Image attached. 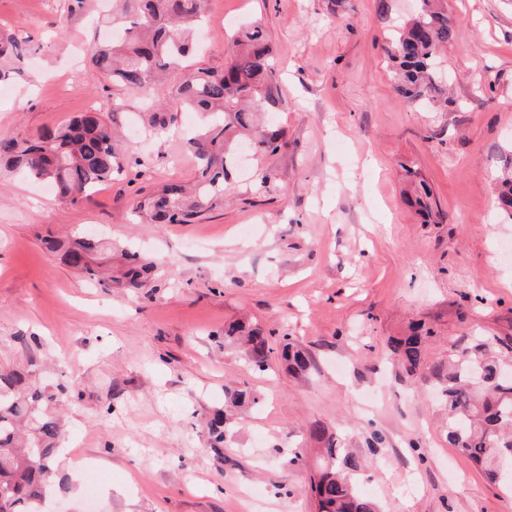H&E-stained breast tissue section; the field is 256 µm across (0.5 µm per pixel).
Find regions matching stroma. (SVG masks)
Instances as JSON below:
<instances>
[{
  "mask_svg": "<svg viewBox=\"0 0 512 512\" xmlns=\"http://www.w3.org/2000/svg\"><path fill=\"white\" fill-rule=\"evenodd\" d=\"M102 2L0 0V28L33 48L0 94V137L124 103L113 118L125 171L91 200L0 170V366L57 392L70 512H315V421L367 462L359 490L381 512H512V492L449 447L430 383L388 358L413 320L433 330L427 362L480 339L512 363V260L499 253L512 221L496 203L512 173V0H447L453 103L436 110L397 95L387 54L416 0H209L197 65L223 68L230 37L261 19L284 98L269 120L285 144L233 171L223 204L192 224L134 221L140 196L193 180L186 138L200 120L172 99L176 135L142 137V99L91 63ZM262 171L272 183L259 193ZM425 186L428 217L415 203ZM48 235L111 242L113 286L65 265ZM124 248L157 259L147 287L121 283ZM237 321L305 348L312 372L254 370L224 338ZM228 386L263 401L234 409L214 448L203 421ZM297 451L306 465L288 464ZM81 460L98 472L85 477Z\"/></svg>",
  "mask_w": 512,
  "mask_h": 512,
  "instance_id": "obj_1",
  "label": "stroma"
}]
</instances>
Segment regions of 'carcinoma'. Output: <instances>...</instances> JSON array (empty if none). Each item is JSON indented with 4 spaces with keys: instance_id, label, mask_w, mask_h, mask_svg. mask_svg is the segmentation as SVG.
<instances>
[{
    "instance_id": "1",
    "label": "carcinoma",
    "mask_w": 512,
    "mask_h": 512,
    "mask_svg": "<svg viewBox=\"0 0 512 512\" xmlns=\"http://www.w3.org/2000/svg\"><path fill=\"white\" fill-rule=\"evenodd\" d=\"M419 2L418 14L398 33L390 51L396 90L409 103L446 107L451 101L440 98L435 59L452 41L454 22L438 0ZM207 20V0H115L112 38L91 55L93 65L113 85L156 103L148 115L152 135L161 138L174 131L175 114L159 105L166 96L163 76L169 70L187 71L172 94L184 108L204 117L199 134L188 140L196 159L195 184H166L140 199L136 211L147 224H191L223 200L224 182L242 144L251 146L257 156L283 146V131L261 120L282 103L265 28L259 21L246 23L233 39L223 69L195 67L190 60L196 32ZM24 56L21 43L0 31V82L12 76L14 64L23 62ZM0 164L32 181L51 184L60 198L77 204L122 169V158L105 113L93 110L32 140L0 138ZM498 199L512 217L511 178L500 183ZM46 245L52 252H62L67 264L88 280L112 287V279H104L112 247L86 236L48 239ZM124 258L126 284L142 287L155 262L136 252H126ZM432 335L423 323L411 325L405 335L391 339L392 359L409 375L423 367L428 370L448 408V445L481 466L492 481L512 490V481L499 468L502 459H512V377L499 376L495 357L482 343L471 355L424 364L425 345ZM224 338L241 339L250 364L261 371L275 359L295 373L311 367L308 354L286 336L278 352L259 327L230 324ZM53 400L29 371L0 370V512H43L44 494L64 498L69 493V482L56 466L61 423L50 408ZM206 427L211 447H223L224 413H214ZM309 435L323 443L322 464L311 480L317 512H378L357 487L359 458L319 421L310 425Z\"/></svg>"
}]
</instances>
